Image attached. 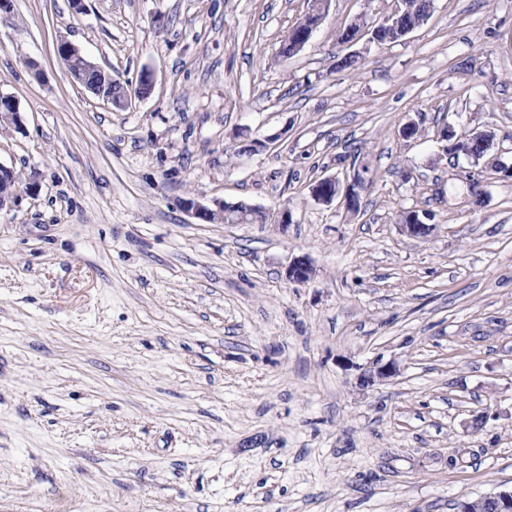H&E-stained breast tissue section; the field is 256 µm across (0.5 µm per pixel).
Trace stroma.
<instances>
[{
    "label": "stroma",
    "mask_w": 512,
    "mask_h": 512,
    "mask_svg": "<svg viewBox=\"0 0 512 512\" xmlns=\"http://www.w3.org/2000/svg\"><path fill=\"white\" fill-rule=\"evenodd\" d=\"M10 4L23 127L0 164L38 190L0 210V512H456L512 488V0H433L404 39L349 47L394 0H330L283 63L307 0ZM63 40L151 94L113 107ZM451 117L491 132L479 165L443 152ZM358 164V213L313 199ZM189 197L293 222L201 224ZM379 360L397 375L361 387ZM312 1H316L315 8H314V10L309 11V9H313V6H314ZM328 2H329L328 0H308L309 9H307V11L305 13L312 15L313 17L317 18V20H316V23L311 26L310 30H308L305 33L300 35L301 41L295 45V47H294L295 51L302 50L304 48V46L309 42L313 31L318 27V25L322 22V20L324 19L325 15H326ZM297 33H298V30H295V28H293L292 31L290 32V34L288 35V37L284 39V41L282 43L283 44L282 51L280 54L281 57H283L284 59H288L300 52V51H298L296 53H292V51H293L292 43H294V40H295L294 36L297 37ZM59 57L66 65L71 77L77 83H84L83 75L98 71L99 67L90 62L81 49L71 43L63 42L58 48ZM404 213L400 215L399 224L400 230L408 236L416 238L428 237L434 230L436 224H429L426 221H430V216L427 212H423L421 217L411 213L410 222L402 223ZM314 268L305 256H297L286 268V278L293 283L303 284L311 280Z\"/></svg>",
    "instance_id": "1"
}]
</instances>
